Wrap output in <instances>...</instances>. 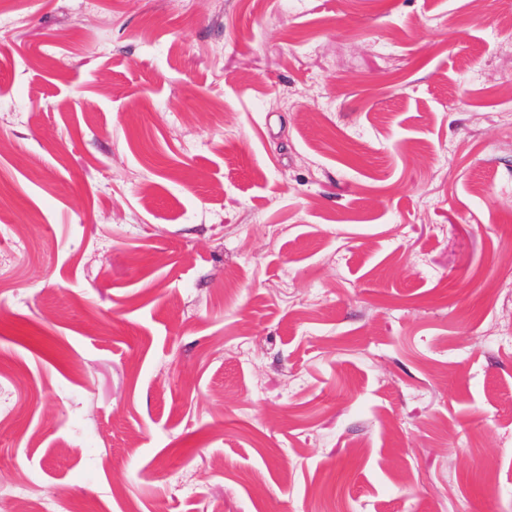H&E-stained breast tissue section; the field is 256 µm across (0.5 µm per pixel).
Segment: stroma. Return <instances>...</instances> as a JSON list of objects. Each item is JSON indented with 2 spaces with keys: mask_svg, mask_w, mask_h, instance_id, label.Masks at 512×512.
Instances as JSON below:
<instances>
[{
  "mask_svg": "<svg viewBox=\"0 0 512 512\" xmlns=\"http://www.w3.org/2000/svg\"><path fill=\"white\" fill-rule=\"evenodd\" d=\"M11 0L0 512H512V0Z\"/></svg>",
  "mask_w": 512,
  "mask_h": 512,
  "instance_id": "obj_1",
  "label": "stroma"
}]
</instances>
